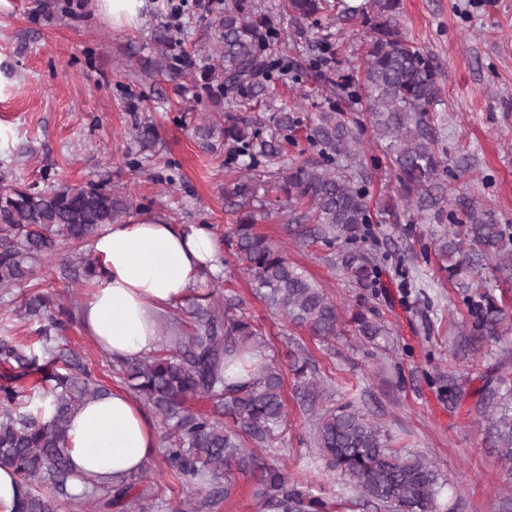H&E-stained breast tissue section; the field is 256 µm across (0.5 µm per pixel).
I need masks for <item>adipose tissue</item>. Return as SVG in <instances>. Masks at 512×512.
<instances>
[{
  "label": "adipose tissue",
  "mask_w": 512,
  "mask_h": 512,
  "mask_svg": "<svg viewBox=\"0 0 512 512\" xmlns=\"http://www.w3.org/2000/svg\"><path fill=\"white\" fill-rule=\"evenodd\" d=\"M93 7L113 29L132 31L144 20L146 0H93ZM90 249L103 274L82 307V326L116 361L157 350L156 311L183 299L205 275L224 269V250L207 227H177L152 215L110 225ZM67 438L76 496L143 472L156 446L141 405L121 389L75 409Z\"/></svg>",
  "instance_id": "obj_1"
}]
</instances>
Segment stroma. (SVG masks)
I'll list each match as a JSON object with an SVG mask.
<instances>
[{
  "label": "stroma",
  "instance_id": "stroma-1",
  "mask_svg": "<svg viewBox=\"0 0 512 512\" xmlns=\"http://www.w3.org/2000/svg\"><path fill=\"white\" fill-rule=\"evenodd\" d=\"M167 4L148 0L145 24L126 32L97 16L90 0H0V172L22 185L54 174L75 185L103 182L130 194L132 217L158 215L177 226L210 224L222 241L233 224L224 199V156L203 151L193 133L211 104L190 81L161 83L126 66L127 45L151 55L155 28L170 20ZM399 20L441 69L442 96L435 111L446 122L449 209L473 199L499 223L512 225V0H401ZM133 100L155 122L160 138L141 175L131 172L125 159ZM258 230L323 285L345 321L334 349H326L268 309L232 257H225V279L261 324L266 355L285 370L287 420L281 441L258 449L259 459L285 468L301 490L327 502L328 512H377L363 506L347 479L327 472L319 458L312 416L293 398L282 341L290 332L321 374L331 378L335 402L360 401L403 450L436 461L445 480L437 512H502L503 498L512 497V478L485 440L475 393L491 366L512 388V335L467 357L455 356L452 328L466 309L440 269L433 225L413 210L400 223L377 225L375 249L388 255L380 265L384 293L377 298L357 288L326 251L293 242L278 218ZM410 246L431 249L428 263L419 268L432 302L428 308L402 299L396 254ZM61 265L58 258L45 261L35 282L51 289L56 304L70 313L64 343L108 388L122 387L111 358L80 321L91 286L63 277ZM362 304L374 307L390 329L373 344L355 335L349 323ZM437 368L455 371L465 393L460 404L441 401L428 382V373ZM233 480L229 497L211 512H272L256 495L257 471L234 469ZM145 482L163 488L159 499L148 501L146 512H172L177 503L206 495L182 486L159 451Z\"/></svg>",
  "mask_w": 512,
  "mask_h": 512
}]
</instances>
